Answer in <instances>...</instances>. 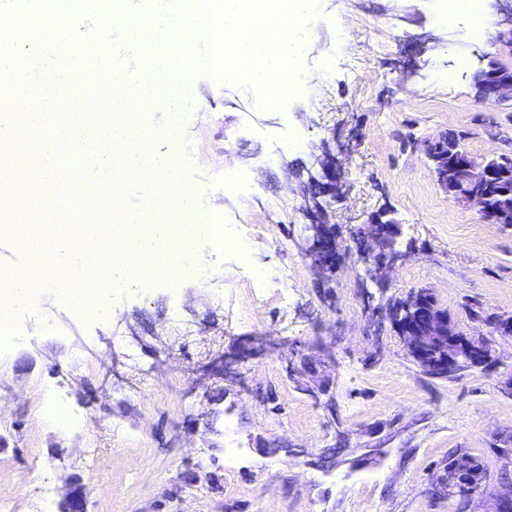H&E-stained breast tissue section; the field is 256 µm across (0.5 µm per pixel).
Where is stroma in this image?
Here are the masks:
<instances>
[{
    "label": "stroma",
    "instance_id": "1",
    "mask_svg": "<svg viewBox=\"0 0 512 512\" xmlns=\"http://www.w3.org/2000/svg\"><path fill=\"white\" fill-rule=\"evenodd\" d=\"M300 52L305 84L284 108L252 88L182 71L178 103L140 123L158 152L188 156L192 207L180 220L253 227L252 251L199 249L210 268L129 282L104 315L58 295L29 298L23 340L0 341V504L59 512L79 478L87 512H455L436 479L454 452L478 457L487 494L512 480V224H488L448 197L412 131L466 132V150L502 149L512 105L479 102L470 76L491 52L479 24L442 19L443 0H320ZM447 34L414 72L419 38ZM326 141L346 186L329 200L345 261L317 287L305 256L308 147ZM391 210L402 258L385 287L367 278L359 230ZM265 276H258V269ZM425 289L498 363L427 375L374 310ZM78 428L42 406L56 388Z\"/></svg>",
    "mask_w": 512,
    "mask_h": 512
}]
</instances>
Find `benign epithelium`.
Masks as SVG:
<instances>
[{"mask_svg": "<svg viewBox=\"0 0 512 512\" xmlns=\"http://www.w3.org/2000/svg\"><path fill=\"white\" fill-rule=\"evenodd\" d=\"M491 45L512 53V6L491 34ZM476 71L483 75L475 87V95L482 101L512 104V65H504L497 58L483 54ZM310 155L316 174L309 175L299 186L304 211L310 224L312 242L306 251L311 265L324 277L336 273L343 253L336 236L330 232V216L319 203L323 195L344 196V184L339 177L341 161L327 145L311 147ZM438 185L457 203L477 209L489 224H512V188L499 180L496 155L476 159L467 152L454 156L447 165L433 169ZM400 225L385 224L375 214L363 225L364 250L362 261L368 277L383 283V271L392 272L402 253L395 249ZM392 326L399 335L408 355L426 369L448 374L467 364L473 369L488 370L497 365L496 352L476 337L463 332L448 321V313L431 302L427 292L415 291L406 297L402 308L392 318ZM448 499L458 505L460 512H477L473 508L482 500L484 486L470 472L460 466L446 470L437 482ZM88 490L76 480L66 489L61 512H86ZM484 512H512V486L488 500Z\"/></svg>", "mask_w": 512, "mask_h": 512, "instance_id": "1", "label": "benign epithelium"}]
</instances>
